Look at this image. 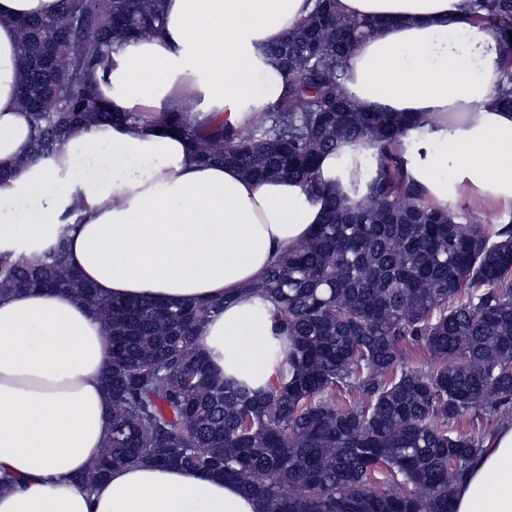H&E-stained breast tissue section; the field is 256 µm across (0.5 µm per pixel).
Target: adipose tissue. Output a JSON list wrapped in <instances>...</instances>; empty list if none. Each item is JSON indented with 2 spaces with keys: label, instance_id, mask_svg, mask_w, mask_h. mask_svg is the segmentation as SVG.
Segmentation results:
<instances>
[{
  "label": "adipose tissue",
  "instance_id": "ef3b65f1",
  "mask_svg": "<svg viewBox=\"0 0 512 512\" xmlns=\"http://www.w3.org/2000/svg\"><path fill=\"white\" fill-rule=\"evenodd\" d=\"M347 15L381 20L349 56L342 81L366 110L423 118L409 131L405 170L438 209L462 195L512 211V113L496 108L499 35L469 23V0H337ZM61 0H0V250L30 253L65 215L66 260L100 296L173 303L226 299L196 345L225 373L275 382L268 353L273 304L243 293L272 260L308 237L324 203L285 178L247 179L203 161L184 135L153 122L73 127L57 160L21 164L33 132L19 101V19L59 13ZM307 0H164L149 36L113 46L88 75L112 111L183 112L196 127L244 128L276 101L283 78L261 58L307 14ZM364 150L325 157L320 179L364 180ZM112 345L101 320L67 291L0 295V512H259L216 476L142 462L95 488L74 480L112 433L103 376ZM454 512H512V420L500 421L458 485Z\"/></svg>",
  "mask_w": 512,
  "mask_h": 512
}]
</instances>
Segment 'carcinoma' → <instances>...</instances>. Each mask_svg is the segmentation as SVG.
<instances>
[{"label":"carcinoma","mask_w":512,"mask_h":512,"mask_svg":"<svg viewBox=\"0 0 512 512\" xmlns=\"http://www.w3.org/2000/svg\"><path fill=\"white\" fill-rule=\"evenodd\" d=\"M163 0H62L58 15L19 22L20 102L33 138L22 163L47 161L73 126L110 124L88 73L115 43L154 32ZM471 20L501 34L495 104L512 110V0H470ZM378 27L336 0L311 12L263 56L284 78L265 119L245 128L188 126L180 113L124 119L178 129L203 160L251 179L285 176L320 192L323 222L249 290L274 303L276 383L219 373L196 347L224 302L106 299L65 262L66 233L30 255L0 252V294L65 289L112 339L104 375L112 434L76 480L150 461L235 480L262 512H452L456 485L481 454L467 415L512 417V220L463 222L409 183L401 139L409 114L363 110L340 83L352 50ZM51 58L55 70L40 74ZM366 143L376 166L355 204L319 183L317 160ZM427 354L411 366L401 342Z\"/></svg>","instance_id":"1"}]
</instances>
